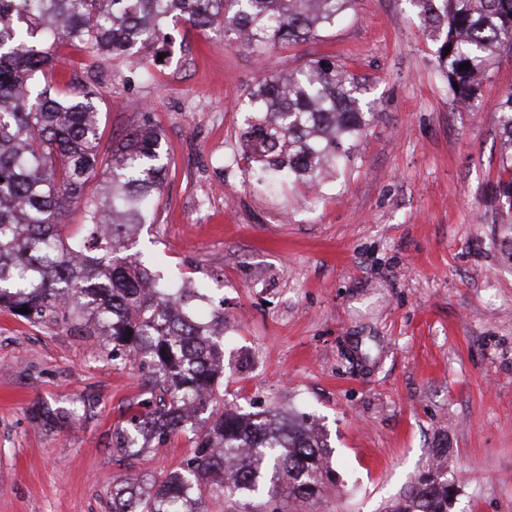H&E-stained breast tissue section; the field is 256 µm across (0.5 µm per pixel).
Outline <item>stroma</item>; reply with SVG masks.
Returning a JSON list of instances; mask_svg holds the SVG:
<instances>
[{"mask_svg":"<svg viewBox=\"0 0 512 512\" xmlns=\"http://www.w3.org/2000/svg\"><path fill=\"white\" fill-rule=\"evenodd\" d=\"M158 50L147 79L134 56L56 54L101 93V158L142 123L164 133L169 174L137 246L223 300L225 403L321 417L336 483L316 512H382L439 448L451 512H512V238L491 200L512 48L475 112L454 105L410 0H358L261 53L187 24ZM317 60L348 70L375 116L331 185L269 189L240 138L243 103ZM144 393L103 337L0 309V512H110L117 479L192 457L182 434L131 465L113 456ZM80 398L92 407L69 424L31 418Z\"/></svg>","mask_w":512,"mask_h":512,"instance_id":"stroma-1","label":"stroma"}]
</instances>
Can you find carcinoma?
I'll return each mask as SVG.
<instances>
[{"label": "carcinoma", "instance_id": "obj_1", "mask_svg": "<svg viewBox=\"0 0 512 512\" xmlns=\"http://www.w3.org/2000/svg\"><path fill=\"white\" fill-rule=\"evenodd\" d=\"M435 44L438 66L457 105L477 108L478 91L497 52L512 45V0H412ZM355 0H0V307L30 322L78 326L112 341V360L138 363L148 392L116 433L112 453L136 457L175 434L196 439L181 469L147 487L122 480L112 512H207L218 492L245 512H282L281 502L314 508L333 481L327 443L307 413H239L217 405L224 389V301L155 268L127 242L156 223L153 201L168 176L162 132L143 123L99 153V91L77 77L57 90L54 46L65 41L109 63L136 50L154 52L170 24L231 31L263 52L296 44L336 23ZM450 53H444L446 46ZM468 63L470 69L460 65ZM241 139L266 184L336 177L366 130L355 78L314 61L275 75L248 93ZM504 151L493 199L512 230V91L498 106ZM105 166L100 191L87 183ZM84 206L77 235L64 232L70 208ZM160 389L167 398L154 401ZM74 408L38 406L45 426L70 420ZM234 461L232 484L214 481ZM448 469H430L386 512H450Z\"/></svg>", "mask_w": 512, "mask_h": 512}]
</instances>
